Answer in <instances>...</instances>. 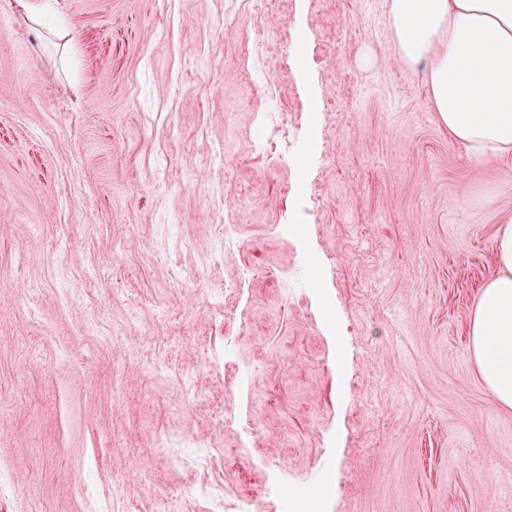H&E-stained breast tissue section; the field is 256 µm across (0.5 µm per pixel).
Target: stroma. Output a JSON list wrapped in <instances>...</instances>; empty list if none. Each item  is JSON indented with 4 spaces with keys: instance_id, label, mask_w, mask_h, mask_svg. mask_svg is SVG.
Masks as SVG:
<instances>
[{
    "instance_id": "obj_1",
    "label": "stroma",
    "mask_w": 512,
    "mask_h": 512,
    "mask_svg": "<svg viewBox=\"0 0 512 512\" xmlns=\"http://www.w3.org/2000/svg\"><path fill=\"white\" fill-rule=\"evenodd\" d=\"M0 16V512H156L138 473L220 512L216 471L324 482L325 512H512V408L470 349L512 159L450 138L386 0H277L263 50L228 0ZM290 124L288 122L287 114L282 119L280 124L275 128L273 134L265 135L267 145L270 149H275V152H278L279 155L285 160L288 164V159L290 157L293 163L298 165L299 161L302 159L297 153H295L292 148H290Z\"/></svg>"
}]
</instances>
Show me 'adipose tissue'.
Segmentation results:
<instances>
[{
  "mask_svg": "<svg viewBox=\"0 0 512 512\" xmlns=\"http://www.w3.org/2000/svg\"><path fill=\"white\" fill-rule=\"evenodd\" d=\"M401 59H431L429 99L478 165L512 155V0H387ZM499 274L479 293L471 350L496 402L512 407V224L496 237Z\"/></svg>",
  "mask_w": 512,
  "mask_h": 512,
  "instance_id": "ef3b65f1",
  "label": "adipose tissue"
}]
</instances>
